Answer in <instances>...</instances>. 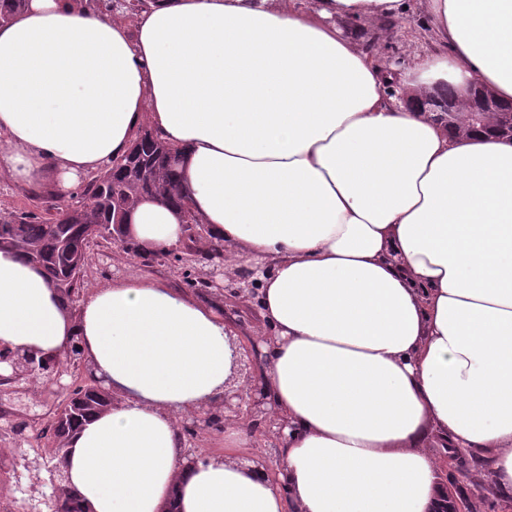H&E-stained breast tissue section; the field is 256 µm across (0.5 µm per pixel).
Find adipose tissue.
Instances as JSON below:
<instances>
[{"label": "adipose tissue", "mask_w": 512, "mask_h": 512, "mask_svg": "<svg viewBox=\"0 0 512 512\" xmlns=\"http://www.w3.org/2000/svg\"><path fill=\"white\" fill-rule=\"evenodd\" d=\"M406 4L153 0L126 25L27 0L0 24V176L70 195L147 125L182 154L185 203L141 201L124 234L165 251L192 213L229 268L270 266L272 478L240 461L242 426L183 457L178 418L231 372L215 305L129 278L73 310L0 251V346L79 340L121 396L65 450L85 512H434L440 438L512 496V139L449 134L417 98L512 103V0H425L450 52L416 56L400 99L341 24Z\"/></svg>", "instance_id": "1"}]
</instances>
